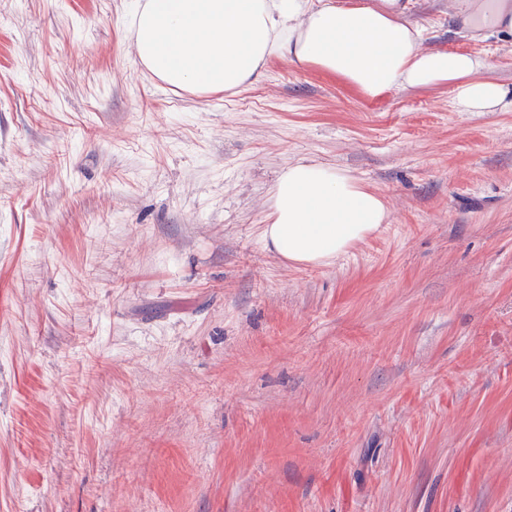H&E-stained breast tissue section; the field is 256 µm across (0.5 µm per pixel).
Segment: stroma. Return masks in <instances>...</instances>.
Returning a JSON list of instances; mask_svg holds the SVG:
<instances>
[{
    "mask_svg": "<svg viewBox=\"0 0 512 512\" xmlns=\"http://www.w3.org/2000/svg\"><path fill=\"white\" fill-rule=\"evenodd\" d=\"M130 9L0 0V512H512V111L282 59L199 96ZM300 157L391 209L329 265L262 243Z\"/></svg>",
    "mask_w": 512,
    "mask_h": 512,
    "instance_id": "obj_1",
    "label": "stroma"
}]
</instances>
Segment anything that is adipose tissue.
I'll use <instances>...</instances> for the list:
<instances>
[{
	"instance_id": "adipose-tissue-1",
	"label": "adipose tissue",
	"mask_w": 512,
	"mask_h": 512,
	"mask_svg": "<svg viewBox=\"0 0 512 512\" xmlns=\"http://www.w3.org/2000/svg\"><path fill=\"white\" fill-rule=\"evenodd\" d=\"M130 29L149 74L197 93L248 88L286 59L371 100L446 83L457 111L512 109V90L481 79L485 59L426 46L399 0H135ZM389 217L384 198L350 172L299 158L275 182L262 242L283 260L320 266Z\"/></svg>"
}]
</instances>
